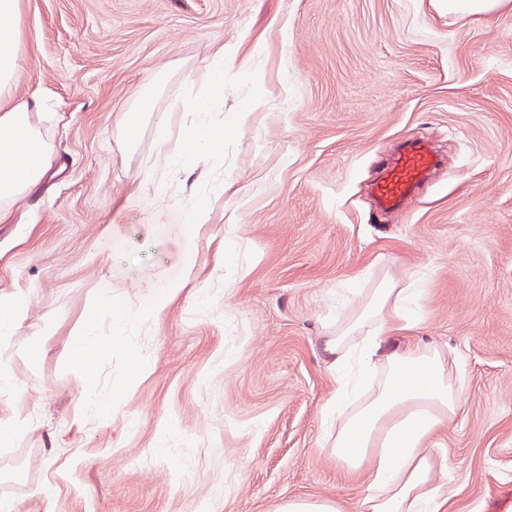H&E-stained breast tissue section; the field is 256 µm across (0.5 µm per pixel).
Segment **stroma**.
Segmentation results:
<instances>
[{"instance_id":"obj_1","label":"stroma","mask_w":512,"mask_h":512,"mask_svg":"<svg viewBox=\"0 0 512 512\" xmlns=\"http://www.w3.org/2000/svg\"><path fill=\"white\" fill-rule=\"evenodd\" d=\"M17 97L52 140L38 187L0 223V298L15 345L48 332L38 370L0 394V498L15 512H275L291 497L354 512L322 408L320 354L385 257L424 280L418 338L456 360L461 412L433 441L448 512H512V13L450 17L438 0H21ZM225 46L227 108L253 106L224 151L169 170L180 99ZM159 86L154 122L124 112ZM442 165L411 205L369 185L397 146ZM164 172L162 197L139 188ZM225 191L211 196V179ZM210 199L207 224L182 205ZM181 291L164 301L166 289ZM101 295L107 307L92 310ZM133 308L122 324L114 310ZM98 344L69 367L75 329ZM149 373L137 377L138 366ZM42 487L44 495L33 492Z\"/></svg>"}]
</instances>
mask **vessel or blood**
I'll return each instance as SVG.
<instances>
[{
	"label": "vessel or blood",
	"instance_id": "vessel-or-blood-1",
	"mask_svg": "<svg viewBox=\"0 0 512 512\" xmlns=\"http://www.w3.org/2000/svg\"><path fill=\"white\" fill-rule=\"evenodd\" d=\"M437 164L438 158L427 142H406L375 184L379 207L389 210L408 203Z\"/></svg>",
	"mask_w": 512,
	"mask_h": 512
}]
</instances>
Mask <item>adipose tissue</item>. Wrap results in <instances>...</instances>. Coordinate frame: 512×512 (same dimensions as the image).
<instances>
[{
	"label": "adipose tissue",
	"mask_w": 512,
	"mask_h": 512,
	"mask_svg": "<svg viewBox=\"0 0 512 512\" xmlns=\"http://www.w3.org/2000/svg\"><path fill=\"white\" fill-rule=\"evenodd\" d=\"M20 0H0V222L33 190L49 165L51 145L33 121L39 96H14L22 69L21 31L16 22ZM216 49L203 90L185 103L191 121L182 147L169 164L180 170L206 153L224 149L231 127L246 124L250 110L224 111V67ZM422 282L384 271L375 287L360 289L344 321L319 339L322 355L338 369H353L354 381L337 377L324 406L336 426L331 452L347 469L367 468L368 484L356 512H447L448 488L437 480L448 457L431 445L433 435L462 409V392L448 370L446 352L415 340L399 346L397 335L418 329ZM22 322V308L0 298V390L13 389L14 359L38 367L44 336L29 337L19 349L9 341Z\"/></svg>",
	"instance_id": "ef3b65f1"
}]
</instances>
